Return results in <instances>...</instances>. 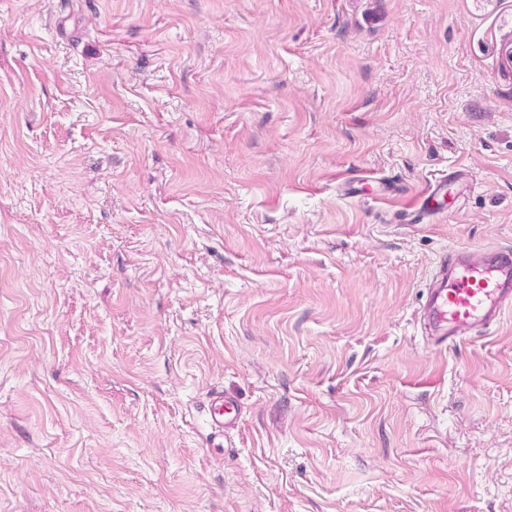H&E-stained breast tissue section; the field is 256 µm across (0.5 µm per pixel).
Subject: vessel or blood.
I'll list each match as a JSON object with an SVG mask.
<instances>
[{"instance_id":"1","label":"vessel or blood","mask_w":512,"mask_h":512,"mask_svg":"<svg viewBox=\"0 0 512 512\" xmlns=\"http://www.w3.org/2000/svg\"><path fill=\"white\" fill-rule=\"evenodd\" d=\"M447 177L430 182L418 195L412 212L421 223L436 213L435 201L446 195ZM512 310V247L468 246L445 251L425 289L421 305L424 333L431 345H453L483 336ZM211 437L223 439L236 426L242 406L221 390L208 395Z\"/></svg>"}]
</instances>
